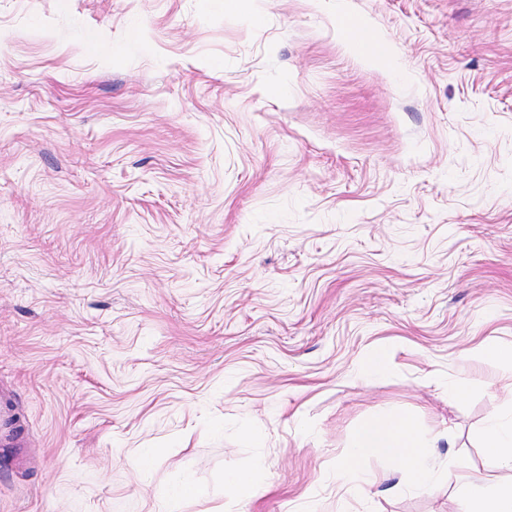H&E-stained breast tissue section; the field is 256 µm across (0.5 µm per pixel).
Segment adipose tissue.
Here are the masks:
<instances>
[{
	"mask_svg": "<svg viewBox=\"0 0 512 512\" xmlns=\"http://www.w3.org/2000/svg\"><path fill=\"white\" fill-rule=\"evenodd\" d=\"M366 450L396 458L415 485H425L434 474L409 416H390L358 431L352 453L357 456ZM462 512H512V486L501 485L492 475L468 481L464 486Z\"/></svg>",
	"mask_w": 512,
	"mask_h": 512,
	"instance_id": "obj_1",
	"label": "adipose tissue"
}]
</instances>
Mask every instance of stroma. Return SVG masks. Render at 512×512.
Returning a JSON list of instances; mask_svg holds the SVG:
<instances>
[{"label":"stroma","instance_id":"1","mask_svg":"<svg viewBox=\"0 0 512 512\" xmlns=\"http://www.w3.org/2000/svg\"><path fill=\"white\" fill-rule=\"evenodd\" d=\"M488 340L512 0H0V512H459L512 486ZM391 414L447 432L439 481L370 453L350 491ZM485 445L499 460L503 467L512 468V418L505 423L493 419L484 432ZM464 490L462 512H512V486L493 475L468 481Z\"/></svg>","mask_w":512,"mask_h":512}]
</instances>
